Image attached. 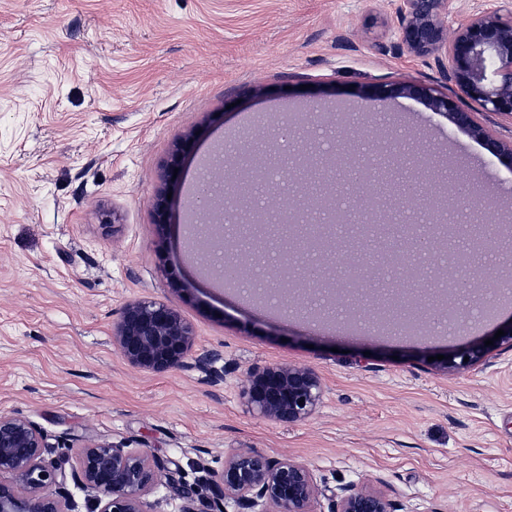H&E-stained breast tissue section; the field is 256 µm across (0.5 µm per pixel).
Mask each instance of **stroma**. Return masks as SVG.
Masks as SVG:
<instances>
[{
  "instance_id": "1",
  "label": "stroma",
  "mask_w": 512,
  "mask_h": 512,
  "mask_svg": "<svg viewBox=\"0 0 512 512\" xmlns=\"http://www.w3.org/2000/svg\"><path fill=\"white\" fill-rule=\"evenodd\" d=\"M392 0H0V411H18L55 448L123 442L173 462L176 480L209 495L199 463L249 448L307 464L320 485L369 484L393 512H512V349L494 342L502 306L456 340L393 336L366 298L350 303L354 333L313 328L204 283L206 255L174 250L156 206L182 212L174 176L215 141L226 158L252 151L270 168L285 145L349 161L396 159L451 224L485 226L480 183L512 226V171L476 148L424 100L367 99L369 87L426 86L468 109L512 146V116L481 111L429 56L397 47ZM317 126L291 133L293 112ZM469 197L447 203L451 180ZM443 240L423 264V319L437 288L512 287V238L458 274ZM224 259L242 276L263 268L280 288L295 269L261 265L232 234ZM335 273L368 287L388 259L381 247L332 255ZM157 299L196 334L189 365L155 374L121 357L112 327L122 307ZM491 342V362L445 370L441 355ZM280 362L315 372L323 396L290 425L250 413L253 367Z\"/></svg>"
}]
</instances>
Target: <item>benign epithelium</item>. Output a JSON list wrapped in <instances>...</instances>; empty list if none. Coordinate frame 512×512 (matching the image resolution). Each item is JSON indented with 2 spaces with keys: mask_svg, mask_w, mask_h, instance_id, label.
<instances>
[{
  "mask_svg": "<svg viewBox=\"0 0 512 512\" xmlns=\"http://www.w3.org/2000/svg\"><path fill=\"white\" fill-rule=\"evenodd\" d=\"M460 0H396L399 49L413 55H434L461 92L484 111L512 115V3L493 10L474 11L448 34L445 22L458 10ZM401 95L423 99L434 112L446 113L454 123L468 128L484 148L512 163V147L489 137L475 125L468 111L428 87L385 84L367 94L374 100ZM374 195H367L361 211L319 198L302 186L300 203L284 209L282 223H314L321 238L312 257L342 250L347 240L336 235V224L358 223L355 241H377L373 219ZM430 236L407 230L392 238V270L402 272L401 262L424 249ZM288 241L271 239L263 251L283 264L292 262ZM199 246L220 256L224 251V214L218 213L201 234ZM122 358L145 371L162 373L188 366L194 342L193 326L172 307L157 300H138L123 306L113 326ZM491 350L473 347L450 351L447 367L460 368L490 363ZM469 361H464V358ZM248 410L262 418L293 424L310 417L322 398V385L311 371L292 365L255 366L243 393ZM52 447L47 435L18 413L0 411V512H79L68 482L87 493V512H155L148 496L169 484L166 464L148 451L124 444L88 441L77 453L76 463L61 452L47 456ZM211 498L207 512H224L231 499L239 512H318L323 494L312 470L290 458L275 459L248 448L224 455V465L209 471ZM328 512H391V503L379 492L355 484L345 485L328 496Z\"/></svg>",
  "mask_w": 512,
  "mask_h": 512,
  "instance_id": "obj_1",
  "label": "benign epithelium"
}]
</instances>
